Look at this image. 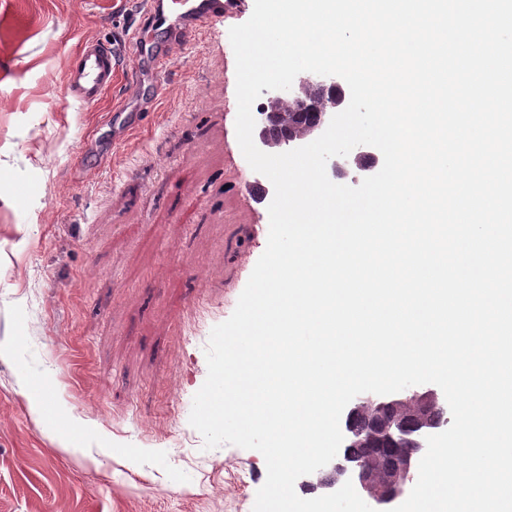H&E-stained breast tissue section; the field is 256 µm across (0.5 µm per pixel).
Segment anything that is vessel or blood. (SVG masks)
<instances>
[{
  "instance_id": "obj_1",
  "label": "vessel or blood",
  "mask_w": 512,
  "mask_h": 512,
  "mask_svg": "<svg viewBox=\"0 0 512 512\" xmlns=\"http://www.w3.org/2000/svg\"><path fill=\"white\" fill-rule=\"evenodd\" d=\"M146 30H132L119 43L96 40L81 43L67 68L64 96L74 103L97 102L112 87L122 63L133 62L146 87H134L135 99L157 101L168 91L165 75L179 53L185 52L204 30L243 7L245 0H143ZM148 115L132 106L112 112V143L120 145L129 132L144 125Z\"/></svg>"
}]
</instances>
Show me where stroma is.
<instances>
[{
    "label": "stroma",
    "mask_w": 512,
    "mask_h": 512,
    "mask_svg": "<svg viewBox=\"0 0 512 512\" xmlns=\"http://www.w3.org/2000/svg\"><path fill=\"white\" fill-rule=\"evenodd\" d=\"M249 17L209 26L115 149L102 120L131 66L93 106L62 90L84 40L136 26L132 0H0V512H253L263 455L189 423L269 233L235 128L229 29ZM62 404L101 430L99 462L49 438Z\"/></svg>",
    "instance_id": "1"
}]
</instances>
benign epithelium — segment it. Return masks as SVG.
<instances>
[{
  "label": "benign epithelium",
  "mask_w": 512,
  "mask_h": 512,
  "mask_svg": "<svg viewBox=\"0 0 512 512\" xmlns=\"http://www.w3.org/2000/svg\"><path fill=\"white\" fill-rule=\"evenodd\" d=\"M266 100H292L307 113L306 129L297 136L270 135L272 126L279 122L277 113L262 106L254 113L255 145L263 152L296 148L305 140L320 136L331 118L349 103L343 81L338 76H322L302 72L296 76L289 90H266ZM379 156L359 145L345 157L328 160V175L342 178L345 167L356 165L364 171H372L379 164ZM431 397L444 416H449L444 394L427 389L426 385L410 386L389 395L363 393L355 397L344 409L340 427L344 436L337 456L324 467L308 475V486L319 495L337 491L346 481H352L360 497L376 512H389L398 506L414 487L418 478L419 461L426 451V437L442 432L444 424L409 426L402 418L413 411L424 396ZM386 403L394 404L399 421L385 427L380 434L364 430L357 420L371 419L375 410ZM359 441L373 444L359 455L349 444Z\"/></svg>",
  "instance_id": "benign-epithelium-1"
}]
</instances>
